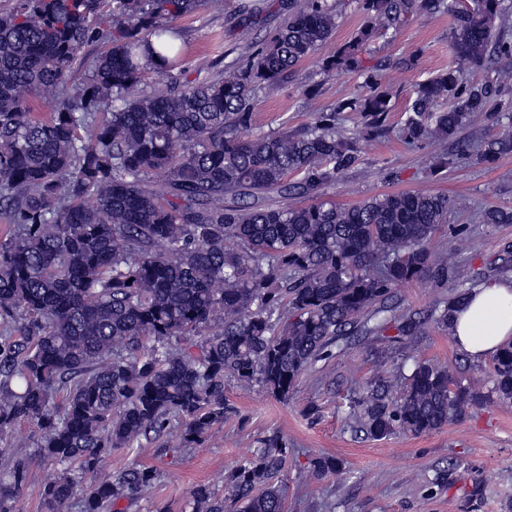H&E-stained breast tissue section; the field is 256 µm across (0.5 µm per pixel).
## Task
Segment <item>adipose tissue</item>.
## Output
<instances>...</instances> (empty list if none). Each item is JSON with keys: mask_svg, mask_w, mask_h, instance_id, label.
<instances>
[{"mask_svg": "<svg viewBox=\"0 0 512 512\" xmlns=\"http://www.w3.org/2000/svg\"><path fill=\"white\" fill-rule=\"evenodd\" d=\"M450 333L457 347L480 361L512 343V278H493L471 289L452 315Z\"/></svg>", "mask_w": 512, "mask_h": 512, "instance_id": "ef3b65f1", "label": "adipose tissue"}]
</instances>
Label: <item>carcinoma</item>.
<instances>
[{"label":"carcinoma","mask_w":512,"mask_h":512,"mask_svg":"<svg viewBox=\"0 0 512 512\" xmlns=\"http://www.w3.org/2000/svg\"><path fill=\"white\" fill-rule=\"evenodd\" d=\"M202 2L8 0L0 9V216L10 227L0 239V440L23 422L42 432L32 452L8 445L0 512H15L35 458L63 467L42 489L46 512L74 498L80 512H125L118 504L157 487L160 472L112 471L106 459L173 425L180 445L201 442L233 412L226 378L285 401L345 337L392 329L413 340L430 322L449 327L468 298L457 290L427 314L393 303L405 282H458L457 264L430 249L447 223V196L394 192L350 207L325 198L360 160L361 143L393 132L392 95L373 76L333 108H313L300 127L254 130L255 96L332 38L335 2L288 0L271 37L259 47L243 38L224 76L181 84L169 22ZM359 4L363 27L324 59L327 76L375 70L367 46L407 15L452 14L464 64H480L493 43L512 53L496 26L503 0ZM100 44L84 81L68 86L84 49ZM154 54L163 65L148 63ZM150 71L171 81L152 88ZM511 82L506 64L481 84L458 66L443 69L417 85L398 134L416 147L451 143L463 163L512 154V120L490 137L460 138ZM45 91L55 109L41 119L31 96ZM342 112L359 113L356 136L338 132ZM478 219L512 224V208L489 207ZM493 375L498 399L512 403V345L496 354ZM472 399L449 370L417 362L400 395L371 383L350 418L376 439L418 435L461 416ZM293 452L269 436L232 470L224 495L194 488L189 512H286L279 475ZM312 465L320 477L339 471L326 456ZM83 474L92 476L85 487Z\"/></svg>","instance_id":"obj_1"}]
</instances>
